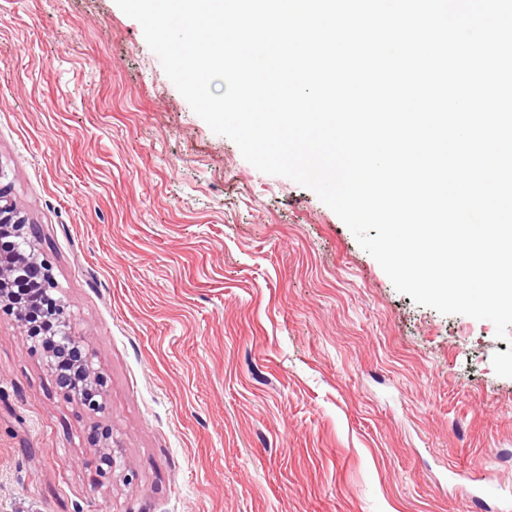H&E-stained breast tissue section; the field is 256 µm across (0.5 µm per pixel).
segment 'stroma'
Wrapping results in <instances>:
<instances>
[{"label":"stroma","mask_w":512,"mask_h":512,"mask_svg":"<svg viewBox=\"0 0 512 512\" xmlns=\"http://www.w3.org/2000/svg\"><path fill=\"white\" fill-rule=\"evenodd\" d=\"M0 179L123 463L0 309V512H512V345L213 133L115 0H0Z\"/></svg>","instance_id":"stroma-1"}]
</instances>
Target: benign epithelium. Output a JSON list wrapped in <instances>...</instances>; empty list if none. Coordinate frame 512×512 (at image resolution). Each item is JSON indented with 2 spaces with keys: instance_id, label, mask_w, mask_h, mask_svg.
<instances>
[{
  "instance_id": "1",
  "label": "benign epithelium",
  "mask_w": 512,
  "mask_h": 512,
  "mask_svg": "<svg viewBox=\"0 0 512 512\" xmlns=\"http://www.w3.org/2000/svg\"><path fill=\"white\" fill-rule=\"evenodd\" d=\"M6 224L16 229L19 240L27 245V249L18 252L20 260L17 262L0 257V304L15 275L23 268L34 275L45 290L53 288L52 278L45 270L46 264L39 260L33 229L13 202L11 186L0 182V231ZM55 318L56 329L47 345L48 366L56 372L57 385L66 398L99 413L104 410L103 401L98 399L104 379L72 334L69 314L59 300L56 301Z\"/></svg>"
}]
</instances>
